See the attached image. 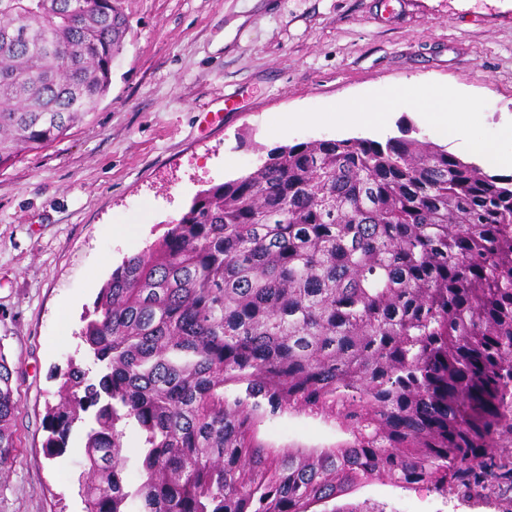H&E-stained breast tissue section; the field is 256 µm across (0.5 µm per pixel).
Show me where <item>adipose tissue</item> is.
<instances>
[{
	"label": "adipose tissue",
	"instance_id": "adipose-tissue-1",
	"mask_svg": "<svg viewBox=\"0 0 512 512\" xmlns=\"http://www.w3.org/2000/svg\"><path fill=\"white\" fill-rule=\"evenodd\" d=\"M411 95L425 121L449 134H462L477 121L475 104L452 98L445 88L423 85L413 89Z\"/></svg>",
	"mask_w": 512,
	"mask_h": 512
}]
</instances>
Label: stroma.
Instances as JSON below:
<instances>
[{
	"label": "stroma",
	"mask_w": 512,
	"mask_h": 512,
	"mask_svg": "<svg viewBox=\"0 0 512 512\" xmlns=\"http://www.w3.org/2000/svg\"><path fill=\"white\" fill-rule=\"evenodd\" d=\"M112 84L68 135L0 170V353L16 367L17 443L0 472V512H83L86 426L49 457L47 414L68 363L97 377L82 318L123 258L142 252L200 191L241 177L272 148L414 130L487 166L480 141L512 150V0H123ZM475 100L453 137L424 122L404 88ZM346 99L385 101L386 131L322 122ZM71 308L61 324L62 304ZM274 449L324 448L337 423L265 422ZM347 503L384 512H512V475L441 496L375 483Z\"/></svg>",
	"instance_id": "stroma-1"
}]
</instances>
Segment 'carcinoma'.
<instances>
[{
    "label": "carcinoma",
    "instance_id": "cac0c4a2",
    "mask_svg": "<svg viewBox=\"0 0 512 512\" xmlns=\"http://www.w3.org/2000/svg\"><path fill=\"white\" fill-rule=\"evenodd\" d=\"M122 0H0V169L111 85ZM48 455L86 422L84 512H360L374 481L446 497L512 474V176L415 137L271 149L125 258L84 317ZM0 353V470L15 459ZM307 413L349 438L275 452ZM143 438L126 481L121 423Z\"/></svg>",
    "mask_w": 512,
    "mask_h": 512
}]
</instances>
